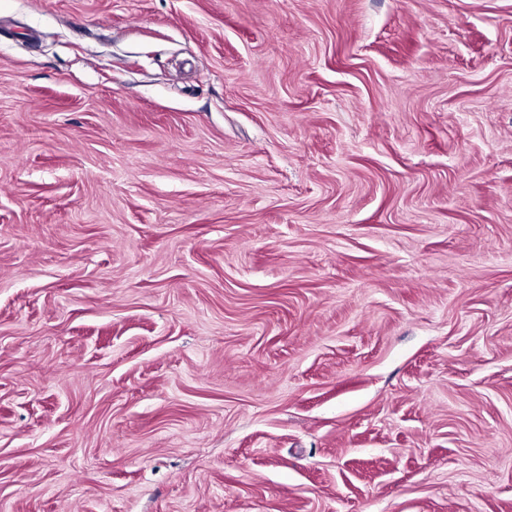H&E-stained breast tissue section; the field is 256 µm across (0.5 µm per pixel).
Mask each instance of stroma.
<instances>
[{"label": "stroma", "mask_w": 512, "mask_h": 512, "mask_svg": "<svg viewBox=\"0 0 512 512\" xmlns=\"http://www.w3.org/2000/svg\"><path fill=\"white\" fill-rule=\"evenodd\" d=\"M0 512H512V0H0Z\"/></svg>", "instance_id": "1"}]
</instances>
